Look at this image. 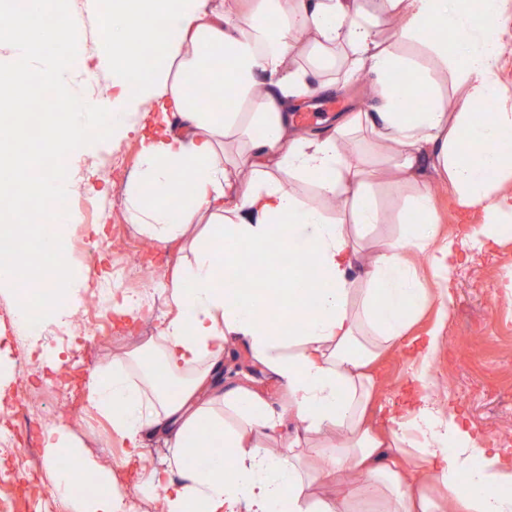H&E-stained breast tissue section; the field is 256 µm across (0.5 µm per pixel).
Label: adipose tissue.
I'll use <instances>...</instances> for the list:
<instances>
[{
  "label": "adipose tissue",
  "instance_id": "obj_1",
  "mask_svg": "<svg viewBox=\"0 0 512 512\" xmlns=\"http://www.w3.org/2000/svg\"><path fill=\"white\" fill-rule=\"evenodd\" d=\"M383 12L398 19L394 32L383 28ZM504 24L498 0H381L377 9L363 0H256L235 9L224 0H113L100 53L114 94L95 102L73 92L47 50L57 37L81 39L84 16L68 0H26L13 14V35L0 34V50L13 60L0 67V95L19 96L34 79L53 88L68 109L66 124L48 126L61 153L81 149L103 124L134 130L144 105L157 104L160 124L143 139L126 210L159 244H179L193 224L207 225L191 244L192 260L170 276L177 313L159 336L154 374L137 381L130 364L116 362L93 387L98 411L128 448H140L144 435L172 433L179 485L157 475L145 486L162 494L165 512H353L370 486L383 489L384 512H512V461L431 392L440 327L410 357L419 390L404 411L387 409L381 430L368 417L378 387L373 364L400 346L427 302L410 251L447 282L463 253L512 231L499 221L512 213V194L500 190L512 173V113L479 109L496 93ZM432 31L447 34L431 42L432 52L454 59L463 76L455 112L436 94L410 110L403 93L422 73L400 44ZM364 71L374 77L370 109L344 116L326 136L296 127L294 107ZM360 133L391 150L401 178L423 186L401 234L366 259L346 224L278 178L288 172L322 199L341 201L356 226L385 223L368 170L343 144ZM437 182L460 209L482 215L462 237H438ZM258 261L267 264L261 285L252 277ZM228 271L236 288L224 286ZM271 297L283 324L276 336L264 319ZM231 339L280 382L279 405L242 384L212 392L208 376ZM310 435L326 461L316 477L301 466ZM206 447L220 453L198 464L194 451ZM44 448L47 460L64 454L94 471V493L55 477L76 512H125L109 472L94 468L64 430H48ZM413 450L446 498L417 488L406 464ZM318 477L335 481L334 498L311 499Z\"/></svg>",
  "mask_w": 512,
  "mask_h": 512
}]
</instances>
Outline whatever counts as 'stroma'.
<instances>
[{
    "mask_svg": "<svg viewBox=\"0 0 512 512\" xmlns=\"http://www.w3.org/2000/svg\"><path fill=\"white\" fill-rule=\"evenodd\" d=\"M70 7L86 19L89 65L77 67L64 40H56L49 50L66 65L80 94L92 89L104 96L112 79L99 64V27L112 10V0H96L92 5L87 0H70ZM404 50L420 62L434 92L447 100L449 109H457L462 96L458 68L442 67L428 42H409ZM370 91L369 78L357 76L344 89L299 105L292 116L299 119L301 128L326 135L335 127L337 116L367 109ZM140 150L137 133L113 134L88 141L66 159L76 183L68 195L69 221L63 227L67 262L74 273V316L82 318L89 298L104 301L110 325L105 335L77 334L64 347L45 337L19 343L14 336L13 298L9 290L0 288V432L16 435L12 447H0V502L10 512H34L36 503L56 497L52 466H25L30 451L42 448L44 434L52 427L65 429L95 463L110 460L114 489L133 512H157L154 495L141 485L150 470L165 468L171 480L179 478L178 471L168 468L171 450L166 434L152 435L138 454H128L91 401V383L102 367L149 353L151 342L175 313L169 303L167 274L192 257L190 251L157 243L141 249L146 239L141 225L122 213L124 192L138 167ZM420 190V185L403 179L374 180V198L387 221L373 229L369 243L400 234L404 208ZM104 234L112 239L106 252H78L79 244ZM119 267L126 278L117 282L113 274ZM510 283L512 234L502 237L493 249L473 253L454 270L447 320H440L437 306L431 305L407 332L411 338L423 336L435 323H442V344L431 379L449 381L450 387L437 393L438 404L457 403L466 423L482 432L488 446L505 450L512 449V300L504 296ZM24 357L31 361V382L22 390L18 370ZM374 372L383 388L378 405L405 406L410 368L402 350L382 356Z\"/></svg>",
    "mask_w": 512,
    "mask_h": 512,
    "instance_id": "stroma-1",
    "label": "stroma"
}]
</instances>
